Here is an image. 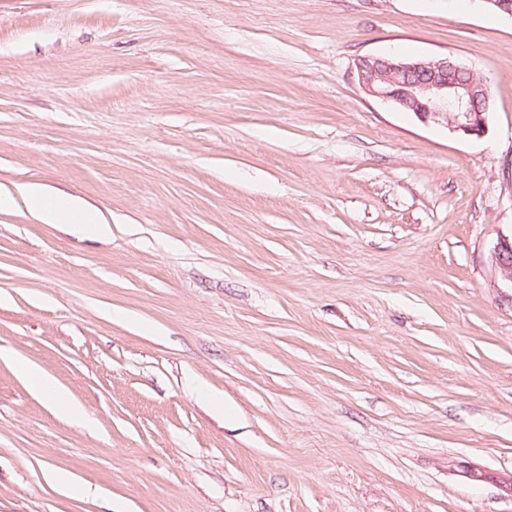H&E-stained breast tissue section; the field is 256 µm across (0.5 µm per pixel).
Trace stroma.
<instances>
[{"label": "stroma", "instance_id": "35a3bbf8", "mask_svg": "<svg viewBox=\"0 0 512 512\" xmlns=\"http://www.w3.org/2000/svg\"><path fill=\"white\" fill-rule=\"evenodd\" d=\"M484 77L461 137L363 56ZM0 512H512V19L470 0H0ZM224 397L216 411L208 393ZM60 470L97 487L76 499ZM29 212L44 224H62L78 237L108 238L111 225L86 202L75 195L43 184H27L19 188ZM492 260L502 277L512 283V234L501 236L492 253ZM9 359L16 375L27 384L33 393L50 400L58 412L70 417L76 415L77 409L67 397L64 389L42 368L27 359L15 357ZM458 467L462 469L464 476L472 482H486L492 481L498 483L500 486L506 488L512 493V473L510 474H495L490 473L463 463H459ZM46 481L60 488L66 494L72 497H87L90 494V486L76 481L70 474L50 470L45 474Z\"/></svg>", "mask_w": 512, "mask_h": 512}]
</instances>
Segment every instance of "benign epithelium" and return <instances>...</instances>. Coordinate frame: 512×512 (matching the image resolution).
Listing matches in <instances>:
<instances>
[{"label": "benign epithelium", "instance_id": "benign-epithelium-1", "mask_svg": "<svg viewBox=\"0 0 512 512\" xmlns=\"http://www.w3.org/2000/svg\"><path fill=\"white\" fill-rule=\"evenodd\" d=\"M355 68L368 95L413 112L423 123H443L459 136L484 135L487 112L478 107V101L488 95L486 85L461 78L467 67L458 61L447 56L415 60L365 56ZM492 260L502 277L512 282V236L498 239ZM458 467L472 482H496L512 493V473H490L463 463Z\"/></svg>", "mask_w": 512, "mask_h": 512}]
</instances>
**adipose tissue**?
<instances>
[{"label": "adipose tissue", "instance_id": "1", "mask_svg": "<svg viewBox=\"0 0 512 512\" xmlns=\"http://www.w3.org/2000/svg\"><path fill=\"white\" fill-rule=\"evenodd\" d=\"M19 192L29 212L41 223L64 225L70 233L82 238L105 239L112 233L110 225L103 223L100 216L78 196L43 184H27L20 187ZM11 365L33 393L50 400L58 412L70 417L76 415L77 409L64 389L37 364L15 358Z\"/></svg>", "mask_w": 512, "mask_h": 512}]
</instances>
